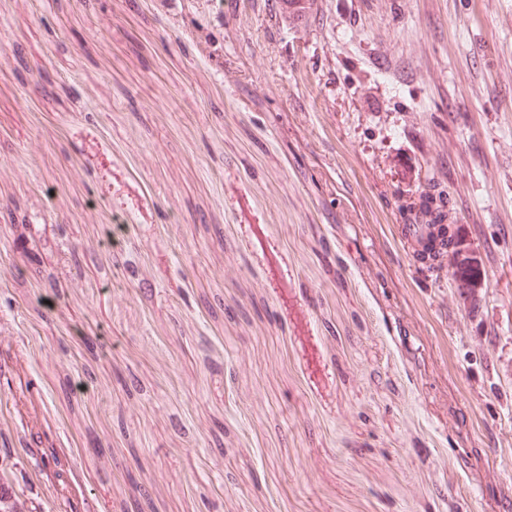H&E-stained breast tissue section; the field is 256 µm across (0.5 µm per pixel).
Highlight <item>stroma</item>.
I'll return each mask as SVG.
<instances>
[{
  "label": "stroma",
  "mask_w": 512,
  "mask_h": 512,
  "mask_svg": "<svg viewBox=\"0 0 512 512\" xmlns=\"http://www.w3.org/2000/svg\"><path fill=\"white\" fill-rule=\"evenodd\" d=\"M5 351L48 512H512V0H0ZM434 229L430 224H402L399 235L413 246L412 260L415 262L418 253L430 246Z\"/></svg>",
  "instance_id": "35a3bbf8"
}]
</instances>
